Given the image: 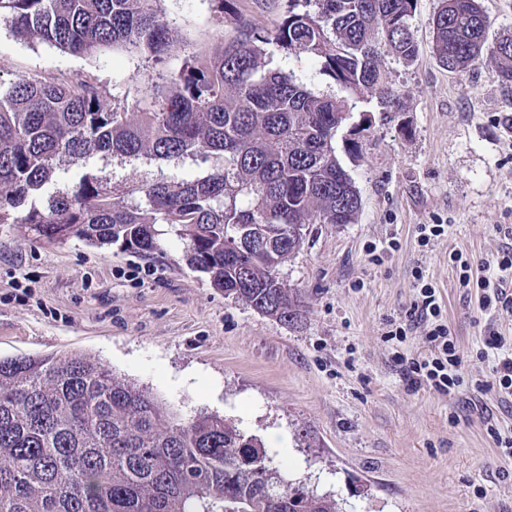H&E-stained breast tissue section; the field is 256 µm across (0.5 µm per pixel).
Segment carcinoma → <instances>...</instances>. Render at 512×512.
<instances>
[{
	"instance_id": "obj_1",
	"label": "carcinoma",
	"mask_w": 512,
	"mask_h": 512,
	"mask_svg": "<svg viewBox=\"0 0 512 512\" xmlns=\"http://www.w3.org/2000/svg\"><path fill=\"white\" fill-rule=\"evenodd\" d=\"M160 0H0L18 36L76 55L125 47L165 65L182 47ZM235 34L183 56L154 85L137 119L90 75L24 77L0 90V224L39 239L78 238L151 255L164 224L183 260L212 284L284 323L303 313L281 265L301 244L253 242L271 224H351L361 200L336 137L368 95L402 112L385 60L413 63L417 0H287L274 28L242 19L238 0H211ZM479 0H442L432 50L450 71L476 65L512 82V38L488 46ZM320 63L337 94L269 67L267 45ZM353 127L344 152L362 154ZM99 154L179 162L224 159L191 179L111 183L85 172L47 193L62 164ZM231 419L184 422L145 388L84 356L0 358V512H339L268 465L270 455Z\"/></svg>"
}]
</instances>
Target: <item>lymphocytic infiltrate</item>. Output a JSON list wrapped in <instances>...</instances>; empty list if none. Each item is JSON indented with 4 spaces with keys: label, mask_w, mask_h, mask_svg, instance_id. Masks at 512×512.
Here are the masks:
<instances>
[{
    "label": "lymphocytic infiltrate",
    "mask_w": 512,
    "mask_h": 512,
    "mask_svg": "<svg viewBox=\"0 0 512 512\" xmlns=\"http://www.w3.org/2000/svg\"><path fill=\"white\" fill-rule=\"evenodd\" d=\"M482 268L480 311L485 314L511 311L512 296L507 295L504 285L512 280V247L502 249L493 260L483 263ZM405 318V323L388 331V339L404 341L408 325H420L431 347L428 356L418 359L395 352L393 359L402 365L403 379L409 388H428L446 395L459 394L465 388L476 397L493 391L501 399L512 398V341L507 340L493 323L484 326L480 353L481 359L490 361L493 379L468 383L462 374L464 355L443 318L435 287L421 284Z\"/></svg>",
    "instance_id": "obj_1"
}]
</instances>
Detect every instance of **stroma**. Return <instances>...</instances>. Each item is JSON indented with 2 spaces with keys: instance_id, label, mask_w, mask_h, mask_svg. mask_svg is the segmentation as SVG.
Masks as SVG:
<instances>
[{
  "instance_id": "35a3bbf8",
  "label": "stroma",
  "mask_w": 512,
  "mask_h": 512,
  "mask_svg": "<svg viewBox=\"0 0 512 512\" xmlns=\"http://www.w3.org/2000/svg\"><path fill=\"white\" fill-rule=\"evenodd\" d=\"M441 0H418L415 62L387 61L406 109L385 112L366 97L350 121L370 116L361 158L348 169L361 199L351 224H309L302 248L280 268L304 301L285 324L225 297L182 260L172 235L150 256L71 239L48 243L20 224H0V357L78 353L118 379L147 388L182 420L234 419L268 442L285 436L273 468L341 512H512V454L484 420L512 433V401L483 408L407 388L382 335L404 316L414 268L438 288L443 314L468 361L464 375H489L481 346L479 290L460 288L451 251L489 261L512 226V84L484 66L444 68L431 50ZM175 38L199 51L224 36L210 0H160ZM151 69L130 49L73 55L17 36L0 22V84L21 76L90 73L125 100L148 104ZM216 159L99 156L85 170L112 181L195 177ZM448 231L420 247L417 227Z\"/></svg>"
}]
</instances>
